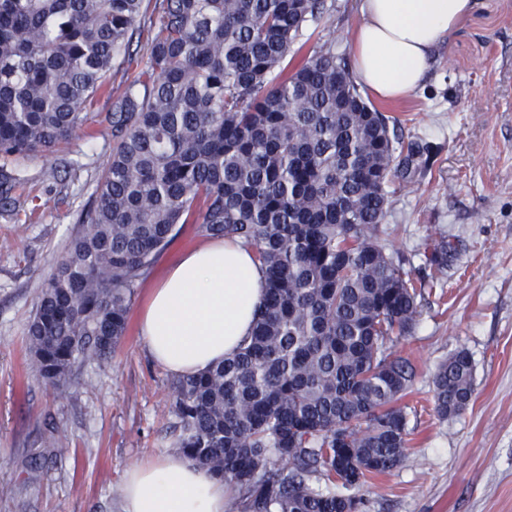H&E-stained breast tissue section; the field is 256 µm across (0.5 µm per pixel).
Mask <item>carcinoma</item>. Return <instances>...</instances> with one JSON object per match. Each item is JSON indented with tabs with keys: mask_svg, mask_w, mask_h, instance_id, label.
<instances>
[{
	"mask_svg": "<svg viewBox=\"0 0 512 512\" xmlns=\"http://www.w3.org/2000/svg\"><path fill=\"white\" fill-rule=\"evenodd\" d=\"M142 6L0 0L1 188L10 161L79 136ZM323 13L324 0H160L146 65L108 116L117 146L27 325L35 372L66 387L121 343L176 225L252 246L267 278L248 340L171 383L175 447L235 487L231 512H357L350 491L407 447L415 370L392 347L422 292L379 235L390 186L431 146L399 138L331 46L279 72ZM433 386L438 418L464 411L469 353Z\"/></svg>",
	"mask_w": 512,
	"mask_h": 512,
	"instance_id": "carcinoma-1",
	"label": "carcinoma"
}]
</instances>
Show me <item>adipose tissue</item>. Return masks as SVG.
Listing matches in <instances>:
<instances>
[{
    "label": "adipose tissue",
    "instance_id": "ef3b65f1",
    "mask_svg": "<svg viewBox=\"0 0 512 512\" xmlns=\"http://www.w3.org/2000/svg\"><path fill=\"white\" fill-rule=\"evenodd\" d=\"M477 0H359L352 40L358 84L383 100L421 88L440 45ZM265 295L253 249L229 238L183 256L152 289L140 316L151 358L176 376L233 356L250 334ZM227 484L179 454L128 472L122 512H225Z\"/></svg>",
    "mask_w": 512,
    "mask_h": 512
}]
</instances>
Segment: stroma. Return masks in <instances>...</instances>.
I'll return each mask as SVG.
<instances>
[{
  "label": "stroma",
  "instance_id": "obj_1",
  "mask_svg": "<svg viewBox=\"0 0 512 512\" xmlns=\"http://www.w3.org/2000/svg\"><path fill=\"white\" fill-rule=\"evenodd\" d=\"M156 0H144L129 53L107 74L119 94L144 68ZM357 0H325L287 68L332 43L350 57ZM112 95L88 106L80 137L15 162L16 207L0 214V512H121L135 467L173 451V380L149 356L138 316L151 287L205 240L180 224L132 300L111 358L78 365L67 389L30 363L26 326L36 296L64 253L116 146ZM404 140L431 145L429 165L397 187L381 226L388 253L424 283L413 332L395 345L416 370L402 404L408 449L390 474L362 490L359 512H512V0H477L439 48L424 85L399 101L374 99ZM448 242V265L429 258ZM464 350L474 395L459 415L433 413V375Z\"/></svg>",
  "mask_w": 512,
  "mask_h": 512
}]
</instances>
